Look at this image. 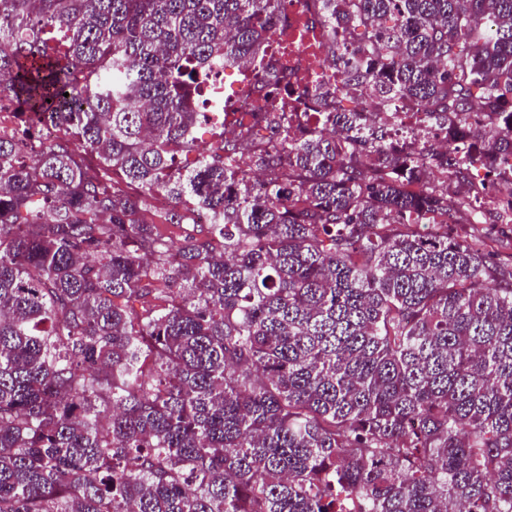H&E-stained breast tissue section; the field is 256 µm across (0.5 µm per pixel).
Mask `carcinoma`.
<instances>
[{
  "mask_svg": "<svg viewBox=\"0 0 512 512\" xmlns=\"http://www.w3.org/2000/svg\"><path fill=\"white\" fill-rule=\"evenodd\" d=\"M282 2L0 0V512H512V236L421 233L512 224L472 204L512 182V0H313L343 85L446 139L292 140L262 73L280 139L244 179L192 98ZM158 196L210 222L175 246Z\"/></svg>",
  "mask_w": 512,
  "mask_h": 512,
  "instance_id": "carcinoma-1",
  "label": "carcinoma"
}]
</instances>
